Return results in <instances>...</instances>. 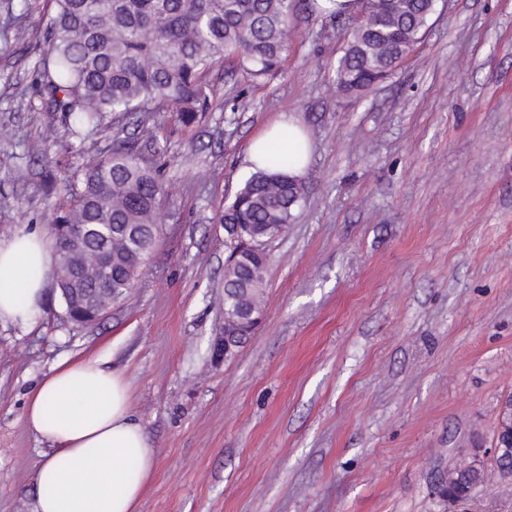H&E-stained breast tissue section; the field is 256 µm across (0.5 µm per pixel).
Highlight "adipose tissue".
Masks as SVG:
<instances>
[{
	"label": "adipose tissue",
	"instance_id": "1",
	"mask_svg": "<svg viewBox=\"0 0 512 512\" xmlns=\"http://www.w3.org/2000/svg\"><path fill=\"white\" fill-rule=\"evenodd\" d=\"M307 144L300 123L282 117L250 144L252 169L282 140ZM55 259L44 238L21 231L0 241V323L30 325L40 312ZM27 430L51 447L34 474V512H137L155 454L131 411L122 373L96 360L63 361L28 397Z\"/></svg>",
	"mask_w": 512,
	"mask_h": 512
}]
</instances>
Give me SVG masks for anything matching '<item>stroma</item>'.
<instances>
[{"label": "stroma", "mask_w": 512, "mask_h": 512, "mask_svg": "<svg viewBox=\"0 0 512 512\" xmlns=\"http://www.w3.org/2000/svg\"><path fill=\"white\" fill-rule=\"evenodd\" d=\"M48 0L0 19V239L54 243L56 179L128 144L177 194L138 282L90 325L49 285L35 324H0V512H34L41 443L27 397L58 362L100 360L131 387L156 468L138 512H452L439 484L480 456L465 512H512L490 450L512 395V0H437L429 28L369 89L333 91L352 17L299 0L278 71L209 76L191 125L107 118L80 151L52 139L33 65ZM23 28L25 40L14 38ZM312 145L305 198L267 247L265 318L229 359L224 229L246 149L280 115ZM154 140L139 137L141 122Z\"/></svg>", "instance_id": "stroma-1"}]
</instances>
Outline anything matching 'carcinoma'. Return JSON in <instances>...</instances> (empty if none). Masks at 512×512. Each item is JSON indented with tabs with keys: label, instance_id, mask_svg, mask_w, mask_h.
<instances>
[{
	"label": "carcinoma",
	"instance_id": "cac0c4a2",
	"mask_svg": "<svg viewBox=\"0 0 512 512\" xmlns=\"http://www.w3.org/2000/svg\"><path fill=\"white\" fill-rule=\"evenodd\" d=\"M47 53L33 66L40 103L60 133L80 144L108 114L172 112L185 125L206 109L207 77L234 57L252 80L276 69L286 50L297 0H51ZM365 16L353 30L336 68L341 91L366 90L387 77L424 35L432 0H365ZM300 148L266 156L274 171L253 173L216 224H249L261 232L290 224L302 200L300 181L288 176ZM52 223L82 224L83 248L110 261L108 274L85 276L88 294L111 289L122 300L150 255L162 198L172 186L129 148L84 168L78 184L64 186Z\"/></svg>",
	"mask_w": 512,
	"mask_h": 512
}]
</instances>
